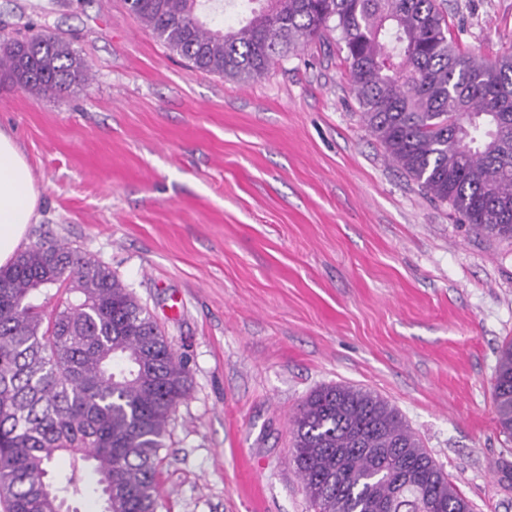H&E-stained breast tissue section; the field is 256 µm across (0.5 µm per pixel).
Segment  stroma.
I'll list each match as a JSON object with an SVG mask.
<instances>
[{
    "instance_id": "stroma-1",
    "label": "stroma",
    "mask_w": 512,
    "mask_h": 512,
    "mask_svg": "<svg viewBox=\"0 0 512 512\" xmlns=\"http://www.w3.org/2000/svg\"><path fill=\"white\" fill-rule=\"evenodd\" d=\"M452 37L512 55V0H442ZM71 41L90 79L0 83L39 192L23 239L110 267L187 364L159 512H314L291 419L314 390L395 405L474 512H512L493 382L512 338V245L392 164L336 36L261 78L196 71L124 0H0V32Z\"/></svg>"
}]
</instances>
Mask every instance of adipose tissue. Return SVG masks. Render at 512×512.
I'll return each instance as SVG.
<instances>
[{"label": "adipose tissue", "instance_id": "1", "mask_svg": "<svg viewBox=\"0 0 512 512\" xmlns=\"http://www.w3.org/2000/svg\"><path fill=\"white\" fill-rule=\"evenodd\" d=\"M30 168L14 137L0 129V267L14 259L38 203Z\"/></svg>", "mask_w": 512, "mask_h": 512}]
</instances>
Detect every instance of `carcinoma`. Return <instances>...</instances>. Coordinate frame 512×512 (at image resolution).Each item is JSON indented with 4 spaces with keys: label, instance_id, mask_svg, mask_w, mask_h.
I'll use <instances>...</instances> for the list:
<instances>
[{
    "label": "carcinoma",
    "instance_id": "carcinoma-1",
    "mask_svg": "<svg viewBox=\"0 0 512 512\" xmlns=\"http://www.w3.org/2000/svg\"><path fill=\"white\" fill-rule=\"evenodd\" d=\"M211 29L214 0H138L140 23L198 71L246 82L304 41L339 34L351 92L387 157L463 223L512 242V55L462 49L437 0H249ZM0 79L33 97L89 80L47 31L0 42ZM44 288L72 294L50 315ZM190 393L186 366L112 270L37 240L0 267V512H158L160 451ZM512 443V339L493 388ZM293 460L315 512H473L382 397L353 386L310 393L293 416ZM69 472L52 475L56 459Z\"/></svg>",
    "mask_w": 512,
    "mask_h": 512
}]
</instances>
